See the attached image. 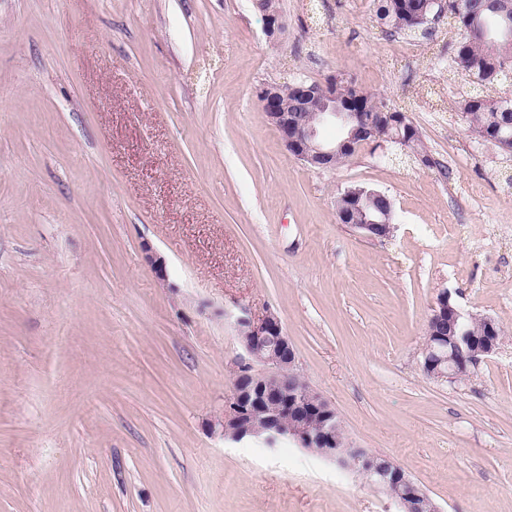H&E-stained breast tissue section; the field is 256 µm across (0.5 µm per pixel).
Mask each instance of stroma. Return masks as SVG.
Returning a JSON list of instances; mask_svg holds the SVG:
<instances>
[{"mask_svg":"<svg viewBox=\"0 0 512 512\" xmlns=\"http://www.w3.org/2000/svg\"><path fill=\"white\" fill-rule=\"evenodd\" d=\"M279 6L272 43L253 0H0V512H398L294 443L225 442L244 308L441 512H512V152L460 117L480 88L448 18L408 58L376 0ZM333 76L404 112L432 166L290 154L258 89ZM357 185L391 200L389 237L340 223ZM443 293L504 331L452 382L421 364Z\"/></svg>","mask_w":512,"mask_h":512,"instance_id":"35a3bbf8","label":"stroma"}]
</instances>
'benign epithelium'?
I'll use <instances>...</instances> for the list:
<instances>
[{
	"label": "benign epithelium",
	"instance_id": "1",
	"mask_svg": "<svg viewBox=\"0 0 512 512\" xmlns=\"http://www.w3.org/2000/svg\"><path fill=\"white\" fill-rule=\"evenodd\" d=\"M259 11L266 37L279 40L286 31L280 9L263 0ZM335 85L333 78L316 86H295L297 103L292 109L283 102L279 87L265 86L258 92L266 121L278 131L288 151L314 168H332L341 153L381 140L372 126L358 124L355 103L336 94ZM329 123L345 134L337 146L320 138V127ZM336 211L341 223L366 238H386L392 233L393 205L379 191L365 187L348 190L340 196ZM467 318L468 314L451 301L448 293L439 296L422 353V367L429 377L459 379L463 375L459 352L468 350L469 364L474 365L499 348L501 337L491 317H484L486 331L481 336L448 329V324L462 323ZM235 331L245 357L238 365L232 392L224 404V440L258 439L270 447L291 441L339 462L336 411L321 394L297 378L296 352L280 319L273 313L260 318L245 313L237 317ZM356 452L360 456L351 470L395 499L401 512H440L429 494L401 468L363 456L361 448Z\"/></svg>",
	"mask_w": 512,
	"mask_h": 512
}]
</instances>
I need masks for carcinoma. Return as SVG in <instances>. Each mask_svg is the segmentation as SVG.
<instances>
[{"instance_id": "1", "label": "carcinoma", "mask_w": 512, "mask_h": 512, "mask_svg": "<svg viewBox=\"0 0 512 512\" xmlns=\"http://www.w3.org/2000/svg\"><path fill=\"white\" fill-rule=\"evenodd\" d=\"M512 0H448V12L460 31L455 44L457 65L476 82L492 86L506 70H512V10L509 15L495 13L502 2ZM441 0H377L376 21L395 33L430 35L431 21L438 14ZM357 111L373 124L380 113L390 111L371 95L361 97ZM464 123L478 136L512 138V98L493 99L480 94L459 104Z\"/></svg>"}]
</instances>
